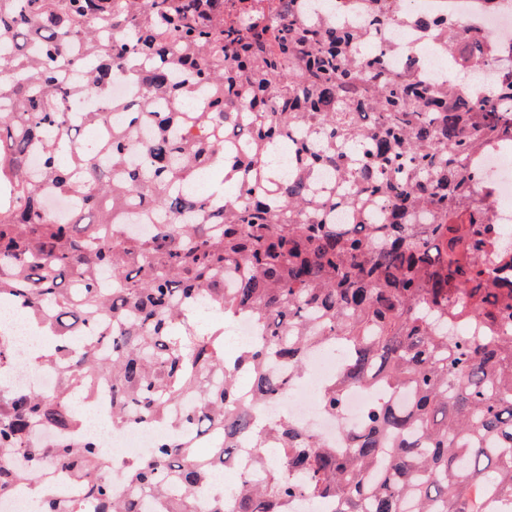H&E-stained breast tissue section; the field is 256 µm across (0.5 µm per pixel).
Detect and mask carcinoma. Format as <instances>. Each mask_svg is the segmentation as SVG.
<instances>
[{
	"label": "carcinoma",
	"instance_id": "carcinoma-1",
	"mask_svg": "<svg viewBox=\"0 0 512 512\" xmlns=\"http://www.w3.org/2000/svg\"><path fill=\"white\" fill-rule=\"evenodd\" d=\"M294 2L0 0V304L53 334L46 362L68 359L54 389L0 393V499L24 483L42 490L39 512H143L150 497L156 512H197L196 489L242 438L267 450L255 464L269 475L207 512H291L302 493L344 512H481L479 490L512 498V335H499L512 288L490 276L491 190L467 169L512 144V65L483 97L426 84L419 57L395 70L356 51L369 33L312 26ZM365 2L389 27L403 0ZM404 22L471 72L477 35ZM124 79L140 87L119 104L125 120L102 144L74 145L108 113L75 122L64 102L105 99ZM219 156L234 193L196 194ZM321 167L335 182L318 192ZM49 191L75 200L68 218L47 209ZM338 207L351 223L326 222ZM201 303L224 325L200 327ZM243 318L265 336L229 354L224 326ZM326 345L344 355L329 412L349 387L411 389L405 406L372 403L342 449L255 415L288 390L276 365L302 375ZM20 357L0 335V371ZM98 379L112 382V425L169 432L126 467L123 500L105 481L111 452L81 436L70 406L94 400ZM41 426L65 439H33ZM48 467L80 497L54 495Z\"/></svg>",
	"mask_w": 512,
	"mask_h": 512
}]
</instances>
